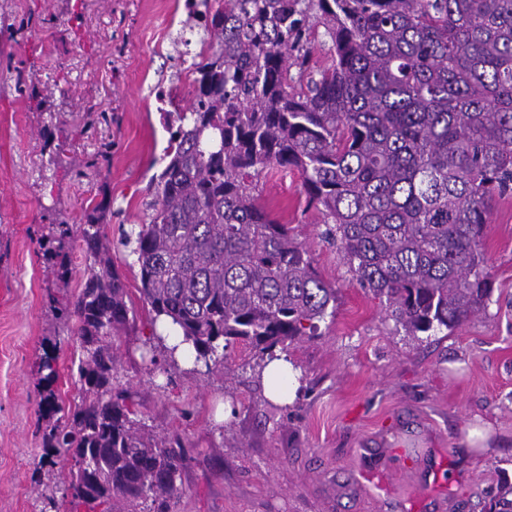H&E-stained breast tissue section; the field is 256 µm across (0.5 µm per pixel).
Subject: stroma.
<instances>
[{
  "label": "stroma",
  "mask_w": 512,
  "mask_h": 512,
  "mask_svg": "<svg viewBox=\"0 0 512 512\" xmlns=\"http://www.w3.org/2000/svg\"><path fill=\"white\" fill-rule=\"evenodd\" d=\"M185 0H0V512H41L74 501L66 469L42 463V435L57 421L41 400L53 388L75 405L79 342L54 304L76 300L40 247L52 224L79 221L104 202L112 260L136 321L112 338L113 383L162 438L179 439L184 494L175 512H482L486 492L512 483V197L492 210L485 239L494 279L486 311L453 331L412 338L364 291L335 243L323 238L298 171L261 177L260 203L277 213L337 290L336 315L288 348L301 373L293 398H271L244 345L206 369L157 346L140 299L139 268L122 240L147 219L150 179L170 132L153 92L183 67L177 39L200 42ZM36 86L18 92L16 73ZM110 124L97 121L99 112ZM109 162L80 175L102 142ZM56 358L45 386L40 362Z\"/></svg>",
  "instance_id": "35a3bbf8"
}]
</instances>
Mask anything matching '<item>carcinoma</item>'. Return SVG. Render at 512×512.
<instances>
[{"instance_id": "obj_1", "label": "carcinoma", "mask_w": 512, "mask_h": 512, "mask_svg": "<svg viewBox=\"0 0 512 512\" xmlns=\"http://www.w3.org/2000/svg\"><path fill=\"white\" fill-rule=\"evenodd\" d=\"M209 52L195 95L163 113L167 163L152 177L150 221L132 253L140 299L206 368L244 344L264 369L275 349L318 335L336 289L307 248L259 203V179L296 169L360 285L406 335L452 330L493 294L485 236L495 198L512 195V0H187ZM331 63L308 71L318 27ZM105 205L56 225L44 252L67 283L65 248H86L84 284L59 312L81 349L80 401L52 389L63 421L44 435L72 465L74 498L109 512H173L181 444L135 417L112 386L109 338L129 326ZM223 353H218V350ZM485 512H512V483Z\"/></svg>"}]
</instances>
